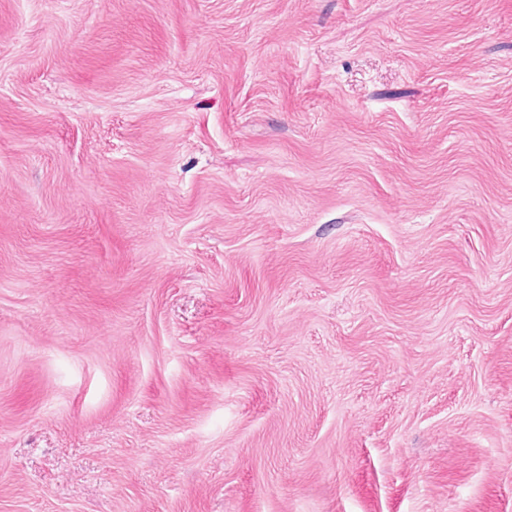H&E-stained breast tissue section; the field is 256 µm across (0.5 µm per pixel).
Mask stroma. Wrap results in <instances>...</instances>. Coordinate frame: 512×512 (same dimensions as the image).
Returning a JSON list of instances; mask_svg holds the SVG:
<instances>
[{
	"instance_id": "stroma-1",
	"label": "stroma",
	"mask_w": 512,
	"mask_h": 512,
	"mask_svg": "<svg viewBox=\"0 0 512 512\" xmlns=\"http://www.w3.org/2000/svg\"><path fill=\"white\" fill-rule=\"evenodd\" d=\"M0 512H512V0H0Z\"/></svg>"
}]
</instances>
